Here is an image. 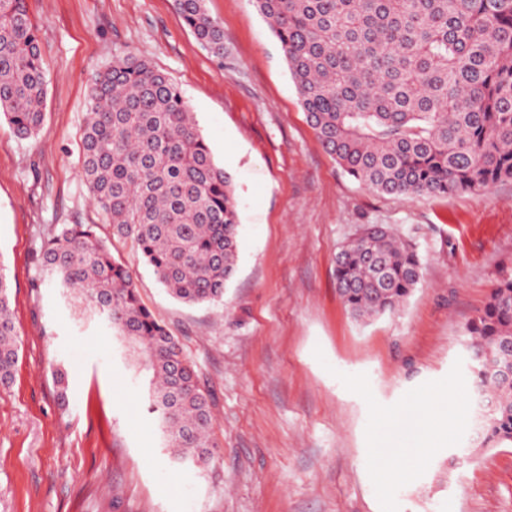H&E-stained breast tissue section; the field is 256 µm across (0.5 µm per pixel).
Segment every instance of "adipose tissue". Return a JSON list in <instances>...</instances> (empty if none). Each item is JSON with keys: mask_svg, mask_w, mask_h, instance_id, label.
I'll return each instance as SVG.
<instances>
[{"mask_svg": "<svg viewBox=\"0 0 512 512\" xmlns=\"http://www.w3.org/2000/svg\"><path fill=\"white\" fill-rule=\"evenodd\" d=\"M446 408H434L432 400H419L404 407L397 417L382 419L375 438L374 458L388 474H405L413 458L432 445L440 426L456 419L462 410L457 391L445 395Z\"/></svg>", "mask_w": 512, "mask_h": 512, "instance_id": "1", "label": "adipose tissue"}]
</instances>
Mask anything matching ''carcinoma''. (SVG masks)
<instances>
[{
	"instance_id": "carcinoma-1",
	"label": "carcinoma",
	"mask_w": 512,
	"mask_h": 512,
	"mask_svg": "<svg viewBox=\"0 0 512 512\" xmlns=\"http://www.w3.org/2000/svg\"><path fill=\"white\" fill-rule=\"evenodd\" d=\"M281 44L308 122L344 172L398 196L487 191L512 179V0H252ZM199 44L224 58L205 0H175ZM48 79L24 0H0V116L37 136ZM80 176L91 201L159 281L188 305L223 301L240 215L181 91L163 71L118 58L90 87ZM46 275L97 314L151 372V410L172 459L211 456L210 395L176 336L141 302L94 224H59L42 244ZM414 246L370 224L336 255L337 291L358 320L399 310L420 282ZM469 369L493 403L484 446L512 444V273L466 324ZM19 339L0 267V383Z\"/></svg>"
}]
</instances>
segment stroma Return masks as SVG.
<instances>
[{
    "mask_svg": "<svg viewBox=\"0 0 512 512\" xmlns=\"http://www.w3.org/2000/svg\"><path fill=\"white\" fill-rule=\"evenodd\" d=\"M26 7L48 86L36 138L0 119V263L20 341L0 385V512H512V446H482L462 347L512 269V180L423 197L352 180L317 139L252 0H205L224 30L220 60L174 0ZM127 54L182 89L240 211L236 271L215 305L176 300L135 246L112 244L211 394L215 446L202 468L173 462L148 410L150 376L125 343L39 276L56 225L110 235L79 175L80 130L92 78ZM365 224L415 243L423 269L399 311L363 322L336 291L335 264ZM447 384L463 392L461 423L407 476L384 473L377 419Z\"/></svg>",
    "mask_w": 512,
    "mask_h": 512,
    "instance_id": "stroma-1",
    "label": "stroma"
}]
</instances>
